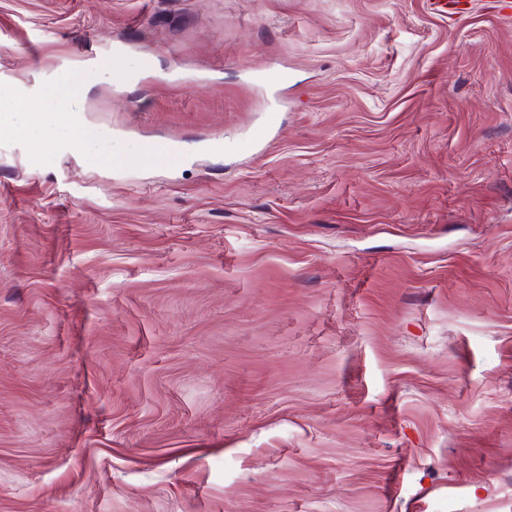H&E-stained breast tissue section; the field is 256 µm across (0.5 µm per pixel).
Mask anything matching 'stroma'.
<instances>
[{"instance_id": "35a3bbf8", "label": "stroma", "mask_w": 512, "mask_h": 512, "mask_svg": "<svg viewBox=\"0 0 512 512\" xmlns=\"http://www.w3.org/2000/svg\"><path fill=\"white\" fill-rule=\"evenodd\" d=\"M501 3L0 0V512H512ZM55 83L51 80H47L42 82L35 92H25L21 88H8L3 89L2 85L0 86V98L5 94L13 98L18 106V112H30L29 111V101L33 97H37L41 99L43 96H50L54 92ZM57 115L65 122L66 126L71 131V137L69 142L74 143L78 140V124L75 120V113L81 112L78 99L75 97H63L57 104Z\"/></svg>"}]
</instances>
